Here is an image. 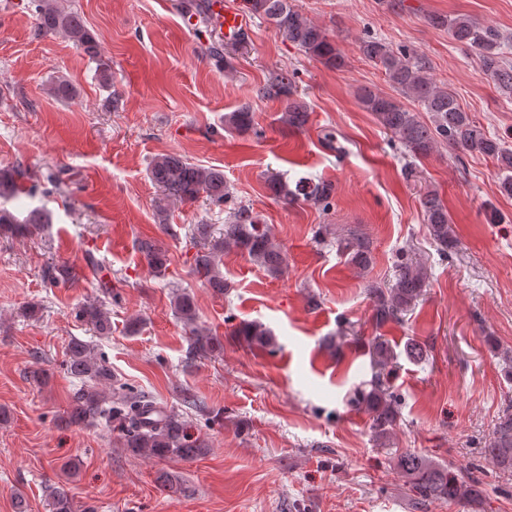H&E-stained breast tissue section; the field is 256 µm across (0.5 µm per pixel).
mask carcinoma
Here are the masks:
<instances>
[{
  "instance_id": "cac0c4a2",
  "label": "carcinoma",
  "mask_w": 512,
  "mask_h": 512,
  "mask_svg": "<svg viewBox=\"0 0 512 512\" xmlns=\"http://www.w3.org/2000/svg\"><path fill=\"white\" fill-rule=\"evenodd\" d=\"M207 0H184L180 9L198 16V25H205ZM34 7L38 31L44 35L63 34L82 49L96 64L95 76L100 87L112 86L110 62L98 52L94 36L82 17L62 5V0H30ZM245 10L259 16L282 32L290 42L330 69L344 66V56L329 34L298 10L292 0H243ZM429 21L448 30L460 46L475 53L481 70L505 94L512 95V62L507 57L508 38L497 29L483 26L465 15H432ZM363 57L384 72L391 87L403 100L416 103L429 114L423 120L418 111L403 100L367 86L359 88L357 100L372 113L382 128L390 133L404 150L415 158L428 157L437 145L462 153H476L496 161L500 171V192L512 196V146L505 139L484 130L460 105L454 93L439 86L431 77L426 60L416 54L395 51L386 42L370 38L359 46ZM295 81L288 72L272 77L259 89L264 99L277 100L283 105L280 121L284 128L302 129L308 122L306 107L295 97ZM52 92L60 101L76 97V87L64 76L52 84ZM224 126L239 133L254 129L253 112L243 106L224 115ZM151 182L158 188L155 216L158 224L169 228L168 220L174 206L193 205L203 199L215 207H230L229 218L220 231L201 223L193 227V241L199 246L193 256L192 272L206 281L218 294L227 292L221 270V256L235 251L250 259L267 275L278 278L284 273L285 257L270 230L262 226L250 208L234 202L233 192L224 180V170L194 164L188 160L161 154L148 167ZM24 172H0V235L17 236L33 232L45 222L42 210L34 208L20 219L4 206L22 191L19 179ZM266 184L273 195L285 205L300 199L329 206L332 184L311 182L301 177L295 183L278 173L267 174ZM426 224L438 251L446 255L455 249L457 238L448 215V208L435 190H428L421 200ZM136 250L158 275L170 266L168 250L152 239H139ZM336 247L346 261L365 272L372 265L369 242L354 234L340 238ZM45 279L52 285H67L78 279L76 269L66 263L46 268ZM429 286L426 265L416 259L398 260L393 280L382 286L366 285L373 303L372 321L377 328L395 323L411 311ZM175 313L188 328V350L193 358H208L223 349L221 340L197 325L198 310L194 297L183 292L173 301ZM77 317L100 335L112 331L110 313L103 304L88 302L79 307ZM234 333L251 347L265 349L274 344L271 331L257 321L241 322ZM371 378L364 388L356 391L353 402L370 415L371 430L378 439L388 437L400 417L399 400L390 389V366L396 358L393 348L379 336L368 340ZM67 373L80 381V388L71 398L68 420L72 424L114 421L124 431V447L133 455L165 459H194L207 453L208 445L187 421L149 396L129 395L112 389L114 375L109 363L95 354L90 345L71 339L65 361ZM485 455L502 468L512 470V404L507 406L493 429L484 448ZM397 468L407 479L409 490L423 501H471L482 494L479 483L459 478L451 465L435 463L421 455L405 452L397 459ZM51 512H75L68 492L61 486L49 495Z\"/></svg>"
}]
</instances>
